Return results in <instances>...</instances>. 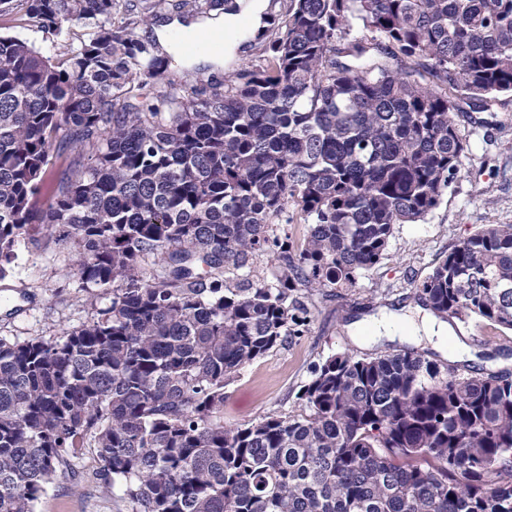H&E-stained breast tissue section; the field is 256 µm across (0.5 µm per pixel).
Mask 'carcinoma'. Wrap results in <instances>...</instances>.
Wrapping results in <instances>:
<instances>
[{"label":"carcinoma","instance_id":"obj_1","mask_svg":"<svg viewBox=\"0 0 512 512\" xmlns=\"http://www.w3.org/2000/svg\"><path fill=\"white\" fill-rule=\"evenodd\" d=\"M168 2L128 8L146 22ZM115 6L0 0L6 28L94 26L54 59L0 35V281L40 226L77 249L83 285L112 289L60 339H0V512H35L86 448L133 512H512L507 372L333 354L299 412L223 419L239 370L300 335L302 291L355 287L396 225L440 205L469 150L456 117L512 96V0H283L260 63L170 87L165 111L142 93L162 65ZM280 222L307 225L300 246ZM416 297L512 331V224L453 247Z\"/></svg>","mask_w":512,"mask_h":512}]
</instances>
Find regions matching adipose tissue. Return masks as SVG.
Segmentation results:
<instances>
[{
    "label": "adipose tissue",
    "instance_id": "ef3b65f1",
    "mask_svg": "<svg viewBox=\"0 0 512 512\" xmlns=\"http://www.w3.org/2000/svg\"><path fill=\"white\" fill-rule=\"evenodd\" d=\"M269 8V0H246L240 12H227L219 19H202L189 25L174 21L161 27L160 36H169L172 32L186 30L189 33L200 31L223 30L225 34V53L213 56L212 62L216 66H223L225 57L233 56L243 49L250 37L260 30L264 24Z\"/></svg>",
    "mask_w": 512,
    "mask_h": 512
}]
</instances>
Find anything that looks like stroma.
<instances>
[{
    "label": "stroma",
    "instance_id": "obj_1",
    "mask_svg": "<svg viewBox=\"0 0 512 512\" xmlns=\"http://www.w3.org/2000/svg\"><path fill=\"white\" fill-rule=\"evenodd\" d=\"M198 18L190 10L180 14L162 10L149 23L131 25L130 30L137 39L153 41L154 54L164 62L167 77L178 84L188 77L199 87L215 85L223 82L225 74L258 63L261 43L257 40L220 68L186 63L157 42L156 31L162 25ZM458 124L469 134L470 147L457 180L438 208L425 221L396 225L384 258L356 287L307 294L303 333L246 364L225 386V425L245 426L295 410L296 395L314 367L334 353L367 357L409 347L447 361V350L412 336L406 324H399L391 338L378 335L373 320L390 312L423 317L416 286L438 259L482 225L512 224V131L485 135L466 114L459 116ZM111 304V291L83 287L77 255L69 245L25 241L17 249L11 276L0 284V338L55 340ZM448 326L451 342L466 346V361L487 372H512V331L480 320L463 323L453 318ZM96 466L92 449H85L71 462V472L83 477L81 487L72 488L71 473L62 474L39 500L36 512H132L122 486L101 490L93 476Z\"/></svg>",
    "mask_w": 512,
    "mask_h": 512
}]
</instances>
